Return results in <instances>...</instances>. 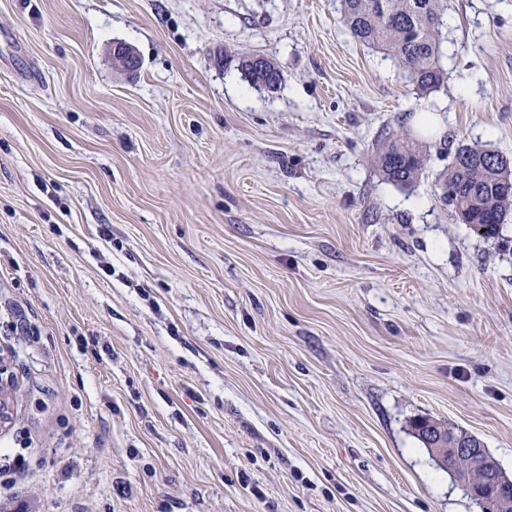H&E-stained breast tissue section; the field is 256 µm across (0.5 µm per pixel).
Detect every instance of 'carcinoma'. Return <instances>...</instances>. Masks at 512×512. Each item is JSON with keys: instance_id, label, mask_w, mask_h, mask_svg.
<instances>
[{"instance_id": "1", "label": "carcinoma", "mask_w": 512, "mask_h": 512, "mask_svg": "<svg viewBox=\"0 0 512 512\" xmlns=\"http://www.w3.org/2000/svg\"><path fill=\"white\" fill-rule=\"evenodd\" d=\"M344 23L352 37L366 46L384 50L407 73L414 89L427 93L445 80L442 67V27L447 0H341ZM241 70L257 87L273 89L279 71L263 57L244 60ZM427 153L408 129L387 138L378 153L385 180L409 188L426 165ZM504 156L479 146L455 147L451 162L435 179L443 204L453 194L461 206L460 222L479 226L485 238L499 236L504 218L512 209V183Z\"/></svg>"}]
</instances>
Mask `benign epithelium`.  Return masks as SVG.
Wrapping results in <instances>:
<instances>
[{
	"label": "benign epithelium",
	"instance_id": "1",
	"mask_svg": "<svg viewBox=\"0 0 512 512\" xmlns=\"http://www.w3.org/2000/svg\"><path fill=\"white\" fill-rule=\"evenodd\" d=\"M113 57L127 71L134 72L141 66L139 56L125 44L118 43L113 48ZM421 432L427 437L432 455L448 471V474L465 490L466 494L480 507L481 512H512V499L503 490L512 487V478L504 474L494 459L474 435L462 432L455 444L442 448L435 444L433 427L422 426ZM466 456L474 469L486 474V481L479 482L475 477L462 472L453 465V459Z\"/></svg>",
	"mask_w": 512,
	"mask_h": 512
}]
</instances>
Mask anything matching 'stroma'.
Returning <instances> with one entry per match:
<instances>
[{
	"instance_id": "1",
	"label": "stroma",
	"mask_w": 512,
	"mask_h": 512,
	"mask_svg": "<svg viewBox=\"0 0 512 512\" xmlns=\"http://www.w3.org/2000/svg\"><path fill=\"white\" fill-rule=\"evenodd\" d=\"M443 32L420 95L340 0H0V512H480L410 422L512 477V211L434 195L450 148L512 159V0ZM241 70L256 87L273 89L280 83L279 71L270 61L263 57H252L244 60ZM426 160V151L407 128L387 138L379 148V169L387 182L399 188L414 185Z\"/></svg>"
}]
</instances>
